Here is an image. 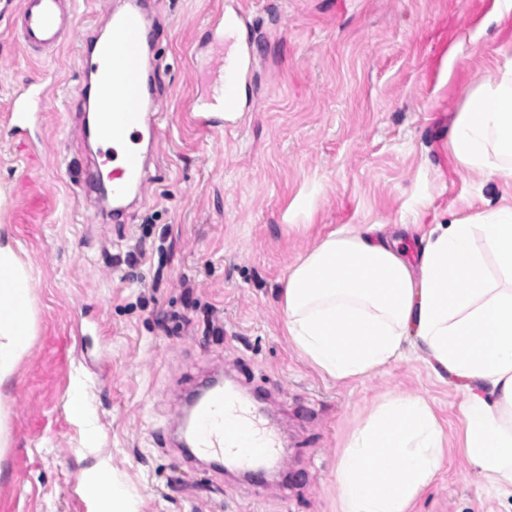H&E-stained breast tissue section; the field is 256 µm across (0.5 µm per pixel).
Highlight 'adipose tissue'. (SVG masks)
Listing matches in <instances>:
<instances>
[{"instance_id":"obj_1","label":"adipose tissue","mask_w":512,"mask_h":512,"mask_svg":"<svg viewBox=\"0 0 512 512\" xmlns=\"http://www.w3.org/2000/svg\"><path fill=\"white\" fill-rule=\"evenodd\" d=\"M448 147L488 181L512 185V55L473 88ZM484 250H477V240ZM411 263L377 224L328 233L279 290L287 336L322 373L347 381L415 353L440 380L465 382L462 455L489 487L512 497V207L483 211L423 236ZM498 275L489 277L487 261ZM29 274L0 233V384L30 346ZM448 434L425 398L378 404L336 464L340 512H413L446 459ZM92 481L112 512H135L116 472Z\"/></svg>"}]
</instances>
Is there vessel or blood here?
I'll use <instances>...</instances> for the list:
<instances>
[{"label": "vessel or blood", "mask_w": 512, "mask_h": 512, "mask_svg": "<svg viewBox=\"0 0 512 512\" xmlns=\"http://www.w3.org/2000/svg\"><path fill=\"white\" fill-rule=\"evenodd\" d=\"M75 13L73 0H21L13 25L23 45L42 55L55 51L63 34L72 31ZM247 24L245 13L236 6L211 17L210 36L226 48L204 95L184 107L186 118L199 128L222 127L225 113L241 109V84L254 64L251 40L240 37ZM149 35L141 0H128L124 9L110 13L107 34L95 41L92 52L79 55L81 70L93 83L83 86L78 96H95L99 105L93 133L100 161L92 183H107L116 215L123 211L122 199L144 191L149 182L140 144L144 137H157L163 117L157 100L145 92L140 70ZM48 94L45 88L23 87L0 114V125L17 132L35 125ZM193 410V438L201 453L229 459L252 472L270 458L286 466L287 454L275 427L261 421L234 390L214 385Z\"/></svg>", "instance_id": "obj_1"}]
</instances>
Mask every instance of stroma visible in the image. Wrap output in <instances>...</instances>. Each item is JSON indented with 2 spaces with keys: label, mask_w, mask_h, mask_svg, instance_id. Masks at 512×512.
Segmentation results:
<instances>
[{
  "label": "stroma",
  "mask_w": 512,
  "mask_h": 512,
  "mask_svg": "<svg viewBox=\"0 0 512 512\" xmlns=\"http://www.w3.org/2000/svg\"><path fill=\"white\" fill-rule=\"evenodd\" d=\"M0 0V107L13 78L57 87L28 134L0 128V225L28 270L34 336L0 388L9 444L0 452V512H100L83 484L114 469L136 512H339L337 457L372 407L406 391L435 407L450 451L416 512H512L459 451L457 379L421 360L338 382L292 346L278 295L289 267L328 232L381 224L409 260L433 224L512 205L448 149L478 82L512 51V16L495 0H145L154 45L145 64L166 112L150 164L158 178L122 223H89L84 197L98 154L75 131L84 82L79 47L26 52ZM239 6L258 41L245 108L205 132L182 118L213 53L207 23ZM206 377L257 398L280 430L288 472L260 483L220 475L181 452L170 420ZM81 394L91 422L71 416Z\"/></svg>",
  "instance_id": "1"
}]
</instances>
